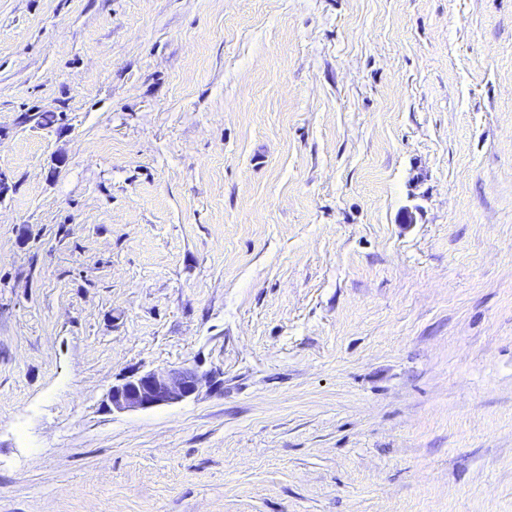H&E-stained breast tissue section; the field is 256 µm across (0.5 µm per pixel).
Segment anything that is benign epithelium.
Listing matches in <instances>:
<instances>
[{
    "label": "benign epithelium",
    "instance_id": "benign-epithelium-1",
    "mask_svg": "<svg viewBox=\"0 0 512 512\" xmlns=\"http://www.w3.org/2000/svg\"><path fill=\"white\" fill-rule=\"evenodd\" d=\"M213 379V374L187 366L134 374L109 388L105 406L124 413L179 403L194 397L202 383Z\"/></svg>",
    "mask_w": 512,
    "mask_h": 512
}]
</instances>
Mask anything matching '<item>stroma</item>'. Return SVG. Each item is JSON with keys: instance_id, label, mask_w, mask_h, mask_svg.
Listing matches in <instances>:
<instances>
[{"instance_id": "obj_1", "label": "stroma", "mask_w": 512, "mask_h": 512, "mask_svg": "<svg viewBox=\"0 0 512 512\" xmlns=\"http://www.w3.org/2000/svg\"><path fill=\"white\" fill-rule=\"evenodd\" d=\"M0 176V512H512V0H0ZM214 378L212 373L187 366L152 370L112 384L104 402L112 413L148 410L191 399L202 382L211 383Z\"/></svg>"}]
</instances>
